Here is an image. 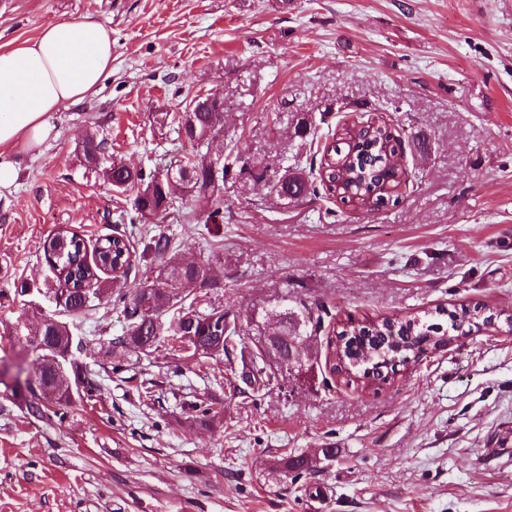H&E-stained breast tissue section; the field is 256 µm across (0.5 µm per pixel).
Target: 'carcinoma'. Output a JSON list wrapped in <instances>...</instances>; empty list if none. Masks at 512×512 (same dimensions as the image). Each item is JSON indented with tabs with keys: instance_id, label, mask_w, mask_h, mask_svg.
I'll return each instance as SVG.
<instances>
[{
	"instance_id": "obj_1",
	"label": "carcinoma",
	"mask_w": 512,
	"mask_h": 512,
	"mask_svg": "<svg viewBox=\"0 0 512 512\" xmlns=\"http://www.w3.org/2000/svg\"><path fill=\"white\" fill-rule=\"evenodd\" d=\"M224 98L208 94L194 101L191 111L184 113L181 135L197 148L217 138L223 128ZM397 138L388 125L368 122L360 128L344 129L335 140L317 146L322 153V163L316 181H308L300 173H287L271 192L290 202L303 196L320 194L332 196L342 202L362 208H378L384 204L394 189L402 183L405 173L389 165V154L395 150ZM176 179L187 181L192 188L194 202L205 206L204 223L224 222L221 192L224 180L213 178L206 157L189 160L167 170ZM107 179L116 189L136 190L131 212L121 220L131 224L152 223L165 217L173 204L167 179L144 169H126L115 164L106 171ZM51 255L55 258L53 269L57 279L70 285L63 306L69 312H78L84 305L89 287L101 289L98 278L101 267L128 272L133 262V252L128 241L121 235H112L98 241L94 249L95 259L87 261L83 240L68 231L58 232L48 239ZM172 240L160 233L151 238L139 255L144 259L153 256L166 259L154 279L149 281V292L135 289L131 295L117 294L114 305L121 308L127 323V332L112 342L136 355H149L163 344L173 343L181 350L190 345V356H208L215 338L223 339L221 354L241 352L240 380L249 387L268 388L276 381L268 368L275 366L288 372L302 371L306 362L301 353L309 341L325 327L324 315L328 314L324 303L292 305L284 297L276 309L265 313L266 324L257 326L258 340L254 349L246 350L241 344L243 325L254 324L230 315L224 306L208 299L207 274L211 262L189 266L173 255ZM200 282L199 296L188 298L185 284ZM147 303L154 312L159 327V339L149 344L141 336V325L147 319L140 313V304ZM434 318L443 322L433 323L427 317L409 315L404 318L389 316L359 321L352 317L339 322V330L333 331L330 340L331 372L362 380L371 386L382 381V373L394 369L397 363L417 362L429 355L448 349L455 336H468L474 332L494 327L500 323L512 324V313L491 312L479 306L462 305L453 310L435 309ZM27 341L41 350L37 365L38 384L53 390L57 374L70 366L74 380L81 382L82 369L67 364L66 352L70 346V331L66 323L55 318L41 316L23 323ZM24 398L27 410L35 417L48 415L51 405ZM276 467L283 473L308 471L312 461L302 455H284L277 459Z\"/></svg>"
}]
</instances>
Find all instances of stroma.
Masks as SVG:
<instances>
[{
  "mask_svg": "<svg viewBox=\"0 0 512 512\" xmlns=\"http://www.w3.org/2000/svg\"><path fill=\"white\" fill-rule=\"evenodd\" d=\"M84 15L111 30L112 70L55 112L0 197V289L30 287L0 298V512H512L511 327L377 389L331 374L323 333L309 372L236 395L239 356L136 358L112 345L126 324L109 298L62 311L42 248L68 230L138 251L163 233L185 260L216 250L212 299L256 318L284 296L340 321L512 310V0H0V46ZM210 93L224 97L212 152L245 162L224 178L223 223L182 188L160 223H119L135 193L87 167L86 138L104 141V166L165 172L190 155L181 118ZM307 113L315 129L296 134ZM371 120L392 128L408 174L387 204L270 194L309 170L318 141ZM32 310L67 323L92 387L51 418L6 397L30 376ZM201 401L220 423L198 424ZM287 453L316 459L300 482L328 491L320 508L275 470Z\"/></svg>",
  "mask_w": 512,
  "mask_h": 512,
  "instance_id": "1",
  "label": "stroma"
}]
</instances>
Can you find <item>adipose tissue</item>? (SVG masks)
Listing matches in <instances>:
<instances>
[{"mask_svg": "<svg viewBox=\"0 0 512 512\" xmlns=\"http://www.w3.org/2000/svg\"><path fill=\"white\" fill-rule=\"evenodd\" d=\"M111 69V32L87 15L0 48V192L17 180L15 154L39 147L53 112L93 95Z\"/></svg>", "mask_w": 512, "mask_h": 512, "instance_id": "1", "label": "adipose tissue"}]
</instances>
